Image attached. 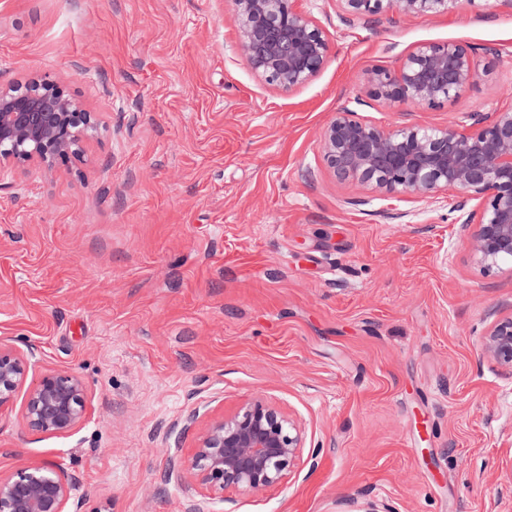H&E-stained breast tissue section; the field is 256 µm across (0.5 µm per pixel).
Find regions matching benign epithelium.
Instances as JSON below:
<instances>
[{"mask_svg": "<svg viewBox=\"0 0 512 512\" xmlns=\"http://www.w3.org/2000/svg\"><path fill=\"white\" fill-rule=\"evenodd\" d=\"M302 0H233L237 38L251 69L265 83L292 93L328 62L331 41L301 6ZM352 17L439 16L459 0H336ZM480 75L472 48L423 43L391 71L366 73L365 95L383 105L433 107L457 98ZM65 85L48 76L0 84V170L33 164L52 168L77 156L84 138L97 132ZM323 158L337 181L359 185L384 200L430 199L443 191L460 195L455 210L474 206L461 221L472 252L488 271L512 256V108L489 116L474 112L444 127L366 122L356 110L338 109L320 132ZM484 352L512 369V315L485 334ZM26 357L0 341V417L17 413L36 433L65 435L88 416L91 395L83 379L65 368L27 382ZM304 448L301 426L259 394L200 431L184 473L202 497L228 488L259 492L281 483ZM74 478L61 465L41 460L0 470V512H80Z\"/></svg>", "mask_w": 512, "mask_h": 512, "instance_id": "7a95c632", "label": "benign epithelium"}]
</instances>
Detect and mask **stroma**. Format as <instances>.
<instances>
[{
  "label": "stroma",
  "instance_id": "1",
  "mask_svg": "<svg viewBox=\"0 0 512 512\" xmlns=\"http://www.w3.org/2000/svg\"><path fill=\"white\" fill-rule=\"evenodd\" d=\"M302 6L332 49L288 95L248 65L232 0H0V83L49 74L98 123L68 165L0 172V339L92 395L66 435L0 419L1 470L62 465L82 512H190L201 425L262 394L301 461L208 512H512V371L483 351L512 261L477 263L456 192L388 203L337 182L319 138L348 103L383 127L512 105V15ZM449 41L486 68L457 100L362 99L367 69Z\"/></svg>",
  "mask_w": 512,
  "mask_h": 512
}]
</instances>
